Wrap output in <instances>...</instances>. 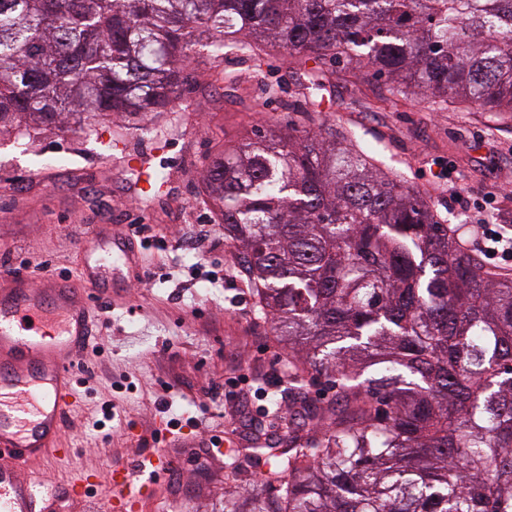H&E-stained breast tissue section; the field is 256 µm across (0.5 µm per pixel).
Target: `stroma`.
Listing matches in <instances>:
<instances>
[{
	"mask_svg": "<svg viewBox=\"0 0 512 512\" xmlns=\"http://www.w3.org/2000/svg\"><path fill=\"white\" fill-rule=\"evenodd\" d=\"M262 68L261 80L248 55L194 54L184 66V112L150 122L145 137L126 139L131 161L116 145L114 121L87 134L0 137V280L21 272L75 275L95 224L108 239L148 224L166 245L140 253L141 279L117 269L104 274L95 346L81 357L84 394L63 432L72 453L52 465L35 459L25 467L41 490L86 470L104 477L113 465L161 451L173 471L145 512H224L225 491L252 489L263 471L245 452L254 435L275 442L292 429L314 430L315 422L299 413L300 397L321 405L332 400L323 384L298 380L270 318L257 310L244 256L225 242L205 200L206 168L215 156L251 141L257 130L302 119L292 109L300 101L298 75L287 57H266ZM227 74L235 86L224 83ZM269 83L280 86L278 95L266 92ZM378 94L376 83L336 72L319 118L346 143L367 148L378 172L420 191L442 223L458 228L463 250L478 256L471 242L476 228L448 195L454 188L478 201L493 192L499 209L512 213V119L490 122L415 97L382 105ZM59 159L65 170L56 168ZM159 168L164 184L143 192L142 172ZM197 224L210 232L199 246L187 236ZM211 270L222 271L223 281L211 283ZM238 373L249 376L253 392L267 391L278 412L253 423L222 401L201 412L207 393ZM253 392L246 400L254 410ZM105 400L115 413L97 429ZM174 418L182 419L181 428L169 427ZM214 435L236 439L241 454L196 459V444ZM183 437L194 447H181Z\"/></svg>",
	"mask_w": 512,
	"mask_h": 512,
	"instance_id": "obj_1",
	"label": "stroma"
}]
</instances>
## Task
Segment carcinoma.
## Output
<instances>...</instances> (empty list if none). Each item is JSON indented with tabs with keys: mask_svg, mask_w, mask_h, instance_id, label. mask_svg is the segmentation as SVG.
<instances>
[{
	"mask_svg": "<svg viewBox=\"0 0 512 512\" xmlns=\"http://www.w3.org/2000/svg\"><path fill=\"white\" fill-rule=\"evenodd\" d=\"M199 44L288 54L303 112L348 69L394 104L512 117V0H0V136H142L183 111ZM207 197L277 340L336 390L301 399L321 434L252 449L288 482L224 512H512V278L324 123L224 150Z\"/></svg>",
	"mask_w": 512,
	"mask_h": 512,
	"instance_id": "carcinoma-1",
	"label": "carcinoma"
}]
</instances>
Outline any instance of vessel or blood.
<instances>
[{
	"label": "vessel or blood",
	"mask_w": 512,
	"mask_h": 512,
	"mask_svg": "<svg viewBox=\"0 0 512 512\" xmlns=\"http://www.w3.org/2000/svg\"><path fill=\"white\" fill-rule=\"evenodd\" d=\"M123 264L138 273L136 249L116 245L83 263L78 278L34 280L20 273L0 287V512H60L58 494H41L37 476L24 475L31 460L67 455L61 440L74 406L80 352L92 336L99 308L85 290L105 267ZM170 458L152 452L133 464L115 465L112 497L99 508L91 496L95 473L80 475L60 494L81 503V512H143L155 479L169 475Z\"/></svg>",
	"instance_id": "vessel-or-blood-1"
}]
</instances>
